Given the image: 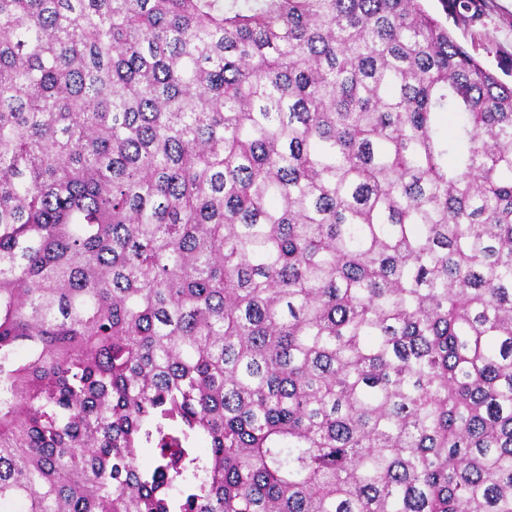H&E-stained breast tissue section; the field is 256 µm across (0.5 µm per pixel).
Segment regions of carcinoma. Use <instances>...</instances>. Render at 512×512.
<instances>
[{"instance_id":"1","label":"carcinoma","mask_w":512,"mask_h":512,"mask_svg":"<svg viewBox=\"0 0 512 512\" xmlns=\"http://www.w3.org/2000/svg\"><path fill=\"white\" fill-rule=\"evenodd\" d=\"M0 509L512 512V83L421 0H0Z\"/></svg>"}]
</instances>
